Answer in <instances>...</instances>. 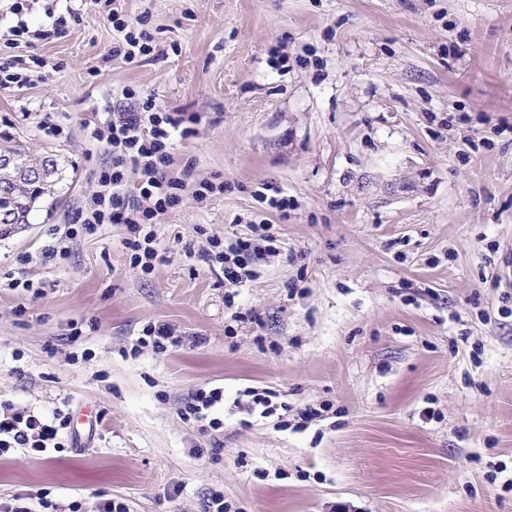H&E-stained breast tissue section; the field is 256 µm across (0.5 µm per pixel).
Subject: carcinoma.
Wrapping results in <instances>:
<instances>
[{"label": "carcinoma", "mask_w": 512, "mask_h": 512, "mask_svg": "<svg viewBox=\"0 0 512 512\" xmlns=\"http://www.w3.org/2000/svg\"><path fill=\"white\" fill-rule=\"evenodd\" d=\"M0 154L14 156L18 165L0 168V237L6 236L20 224L30 223L37 204L46 196L55 195L62 182L58 161L51 155H35L16 140L0 141ZM38 171L41 178L28 181L27 173Z\"/></svg>", "instance_id": "1"}]
</instances>
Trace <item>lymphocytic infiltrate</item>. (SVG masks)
<instances>
[{
	"label": "lymphocytic infiltrate",
	"mask_w": 512,
	"mask_h": 512,
	"mask_svg": "<svg viewBox=\"0 0 512 512\" xmlns=\"http://www.w3.org/2000/svg\"><path fill=\"white\" fill-rule=\"evenodd\" d=\"M189 121L183 111H159L152 97L146 96L139 106L120 113L118 119L95 133L96 140L106 144L111 153L112 166L99 176L96 207L78 213L77 219L90 232L101 224L126 225L124 246L131 251L134 264L144 271L152 269L158 256L150 223L178 206L189 193L173 171L171 153L174 136L190 135ZM129 162L142 174L134 194L127 190L124 180V167ZM216 190V185L204 182L189 194L200 202ZM261 256L259 246L251 240L237 239L215 252L211 261L219 265L225 287L237 288L249 279L252 263ZM70 425V414L60 409L49 414L34 409L16 412L10 404L1 403L0 455L18 448L44 452L73 447Z\"/></svg>",
	"instance_id": "1"
}]
</instances>
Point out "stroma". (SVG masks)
Returning <instances> with one entry per match:
<instances>
[{"label": "stroma", "instance_id": "35a3bbf8", "mask_svg": "<svg viewBox=\"0 0 512 512\" xmlns=\"http://www.w3.org/2000/svg\"><path fill=\"white\" fill-rule=\"evenodd\" d=\"M115 13L146 18L149 54L113 57ZM0 58L33 64L0 91V135L65 174L0 238V401L99 418L76 447L1 455L0 500L512 512V0H83ZM130 89L195 116L174 169L224 191L158 217L151 273L122 224L43 263L111 166L90 130ZM261 222L278 252L225 304L201 253ZM152 324L184 344L138 349ZM212 388L223 427L183 421ZM250 390L284 409L246 413Z\"/></svg>", "mask_w": 512, "mask_h": 512}]
</instances>
